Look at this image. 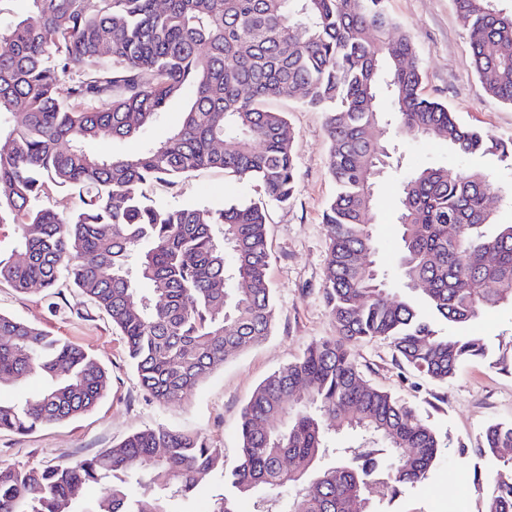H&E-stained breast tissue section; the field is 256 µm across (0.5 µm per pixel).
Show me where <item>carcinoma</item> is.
<instances>
[{
    "mask_svg": "<svg viewBox=\"0 0 512 512\" xmlns=\"http://www.w3.org/2000/svg\"><path fill=\"white\" fill-rule=\"evenodd\" d=\"M0 24V224L17 250L0 283L20 293L67 282L122 336L141 386L173 401L273 332L268 202L294 199L296 133L269 107L284 94L325 116L336 194L323 296L343 339L311 342L266 377L241 412L237 465L211 512L243 496L268 512L292 487L287 512H383L373 495L423 482L441 440L417 411L374 386L348 347L382 339L395 361L445 382L466 363L512 373L485 337L453 324L512 305V224L493 223L492 177L409 168L398 188L399 274L390 295L376 265L372 208L391 134L447 144L464 156L512 161V139L464 125L423 95L414 37L385 0H28ZM498 0H453L469 32L485 93L512 105V10ZM68 79L65 94L59 84ZM386 96L389 110L380 108ZM182 121L145 134L175 101ZM108 136L139 140L101 154ZM257 182L264 197L200 209L148 194L201 169ZM71 205L45 200L48 184ZM46 381L35 396L0 401V431L25 434L91 410L108 382L84 349L0 315V380ZM359 431L368 444L337 448ZM494 466L477 483L486 512H512V423L489 425L477 448ZM222 449L199 434L147 427L74 464L39 474L0 464V512H184ZM96 485L98 499L85 496Z\"/></svg>",
    "mask_w": 512,
    "mask_h": 512,
    "instance_id": "cac0c4a2",
    "label": "carcinoma"
}]
</instances>
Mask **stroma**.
Instances as JSON below:
<instances>
[{
    "label": "stroma",
    "instance_id": "35a3bbf8",
    "mask_svg": "<svg viewBox=\"0 0 512 512\" xmlns=\"http://www.w3.org/2000/svg\"><path fill=\"white\" fill-rule=\"evenodd\" d=\"M389 11L415 37L426 96L447 101L468 125L498 137L512 138V106L482 91L473 66L468 32L452 0H386ZM272 108L285 112L297 133L298 171L294 200L269 204V278L274 290L275 330L263 343L231 355L224 366L176 401L161 403L144 391L110 320L73 288L55 293L34 286L19 293L0 283V314L33 324L45 333L84 348L108 374V387L97 405L69 421L28 434L0 431V463L38 472L93 456L126 435L165 425L198 433L222 448L221 470L206 478L186 503L187 512H210L224 491L222 470L239 457L240 412L256 386L269 374L301 356L314 340L337 337L336 322L323 300L328 243L322 212L335 193L327 169L328 137L322 113L281 96ZM406 163L446 166L489 173L502 186L512 185V163L493 156L461 157L446 144L398 139ZM402 169L389 166L374 194L376 261L396 288L398 265L396 201ZM151 195L171 205L211 207L235 197L259 196L251 182H236L222 171L202 169L174 186L154 184ZM352 357L370 382L414 406L435 428L442 448L429 478L390 496L377 486L384 512H483L485 501L474 483L488 461L475 455L486 427L512 422V374L485 363L468 364L445 382H435L399 365L382 341L354 342ZM471 448L463 468L449 467L459 447Z\"/></svg>",
    "mask_w": 512,
    "mask_h": 512
}]
</instances>
